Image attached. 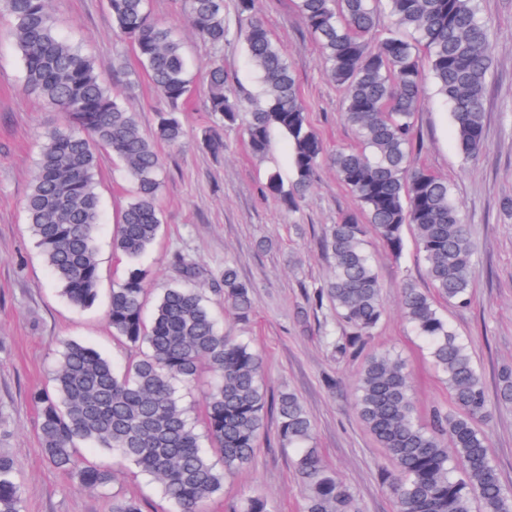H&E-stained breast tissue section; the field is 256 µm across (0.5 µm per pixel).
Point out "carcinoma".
<instances>
[{
	"label": "carcinoma",
	"instance_id": "cac0c4a2",
	"mask_svg": "<svg viewBox=\"0 0 512 512\" xmlns=\"http://www.w3.org/2000/svg\"><path fill=\"white\" fill-rule=\"evenodd\" d=\"M192 30L214 56L204 65L207 111L213 126L202 136L212 154L224 152L220 130L244 121L250 150L263 155L271 133L289 144L294 178L268 173L263 191L294 212L315 184L326 157L307 121L295 75L283 47L258 15V0H238L235 39L260 76L247 111L231 100L224 73V0H182ZM379 0H297L302 22L315 38L330 79L346 92L345 119L359 134L355 148L329 157L361 213L348 214L325 231L322 248L332 263L329 280L315 288L318 305L329 302L345 329L328 337L343 357H364L355 384V408L387 453L392 469L381 472L396 512H512V492L499 477L478 422L490 414L482 375L465 340L439 312L431 295L408 283L402 308L415 336L448 386L450 406L433 410L428 423L415 417L410 374L390 351L365 353L384 313L381 285L366 248L373 231L398 255L403 229L416 231L427 274L439 297L457 305L471 300L476 254L468 225L453 202L448 181L415 165L414 127L428 63L438 92L451 106L459 151L470 160L484 147L483 112L491 70L490 27L475 0H384L395 29L374 33ZM112 25L131 45L167 108L154 136L143 133L107 85L94 60L57 31L51 0H0L10 23L0 32L19 53L25 90L63 112L66 123L47 131L37 174L26 196L27 230L52 270L60 292L79 309L99 299L96 232L102 223L97 192L98 150L112 153L132 184L121 210L113 249L128 261L125 278L112 288L107 318L113 337L135 351L123 372L92 346L68 340L56 354L52 389L30 397L47 463L75 477L87 491L108 498V512H142L140 504L109 495L112 470L79 465L78 448L116 453L150 476L177 512H202L224 487L226 476L252 458L268 410L279 437L295 450L294 468L307 489L305 512H360L353 494L336 481L311 445L313 423L299 397L283 392L269 400L260 355L224 335L207 300L190 282L196 263L178 253L184 284L165 289L146 313L147 292L139 259L155 243L161 224L163 181L157 143L180 149L186 132L180 112L193 83L181 37L150 17L147 0H108ZM224 305L241 318L253 305L251 286L224 264ZM210 375L199 434L176 384ZM499 401L512 403V369L500 375ZM210 448L205 449L201 437ZM17 462L0 451V512H22L26 489ZM229 512H269L261 495Z\"/></svg>",
	"mask_w": 512,
	"mask_h": 512
}]
</instances>
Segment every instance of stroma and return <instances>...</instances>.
Wrapping results in <instances>:
<instances>
[{
    "instance_id": "obj_1",
    "label": "stroma",
    "mask_w": 512,
    "mask_h": 512,
    "mask_svg": "<svg viewBox=\"0 0 512 512\" xmlns=\"http://www.w3.org/2000/svg\"><path fill=\"white\" fill-rule=\"evenodd\" d=\"M259 7L287 53L308 119L328 152L357 146V135L343 117L344 94L326 74L295 0H260ZM477 7L493 34L485 148L477 159L463 157L450 107L429 84L416 115L420 148L415 160L447 178L476 242L470 304L459 307L440 299L436 305L467 341L481 371L491 404L482 427L501 482L512 491V405L497 402L498 374L512 368V0H477ZM148 8L155 19L180 32L194 76L191 100L181 114L190 141L180 151L159 148L164 159L161 233L140 261L150 292L159 294L176 283L175 252L193 259L200 269L196 285L209 298L225 335L261 354L271 393L291 391L300 398L314 423L312 444L325 468L354 495L360 512H394L392 493L379 479L391 462L354 406L360 364L336 356L326 342L337 331L336 315L330 307H315L306 295L330 276V261L320 246L324 228L357 212L358 203L327 163L299 211L287 212L266 196L268 171L292 174L287 140L280 132L272 133L261 158L250 153L239 126L224 129L223 155L203 149L198 139L209 114L201 64L212 50L187 26L179 0H148ZM52 9L58 30L92 55L113 93L136 112L143 132L152 134L164 102L146 77L136 75L134 52L113 32L107 0H52ZM223 58L233 91H254L258 74L241 44L225 42ZM131 72L136 75L132 82L127 79ZM22 76L16 50L0 41V449L16 459L17 480L28 490L23 512H107L105 499L84 491L44 460L29 393L47 385L54 356L67 339L92 345L116 365L125 363L127 352L112 337L106 309L113 285L127 269L125 257L112 249V236L131 184L119 162L100 152L99 301L90 309L76 308L60 295L26 229L24 211L42 137L64 119L36 95L21 91ZM367 240L385 308L368 349L390 350L403 359L412 376L416 415L424 423L434 407L449 404L448 389L401 308L405 284L429 288L425 262L412 231H405L398 256L376 235ZM228 262L254 287L249 318L225 309L215 293ZM81 455L112 468V492L137 500L142 512H173L158 484L134 466L95 448L82 449ZM292 457L280 442L275 415H268L253 459L225 478L223 491L207 502L206 512H225L255 494L267 499L272 512H303L305 489Z\"/></svg>"
}]
</instances>
